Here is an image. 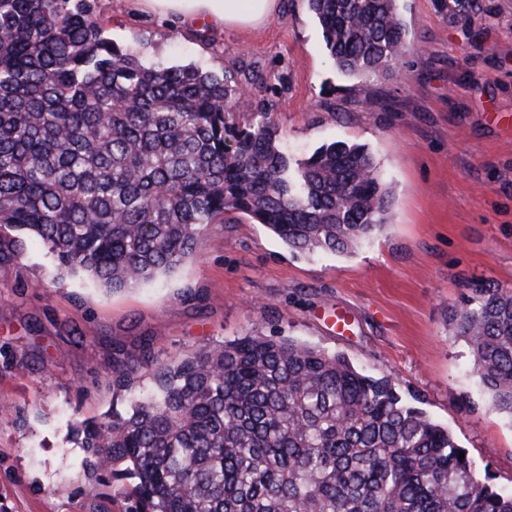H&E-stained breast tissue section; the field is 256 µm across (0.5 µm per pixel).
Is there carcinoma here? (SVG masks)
Instances as JSON below:
<instances>
[{"label":"carcinoma","mask_w":512,"mask_h":512,"mask_svg":"<svg viewBox=\"0 0 512 512\" xmlns=\"http://www.w3.org/2000/svg\"><path fill=\"white\" fill-rule=\"evenodd\" d=\"M308 5L347 76L390 75L408 51L395 0ZM111 24L91 0H0V268L34 237L57 269L121 289L178 267L229 212L296 252L350 253L388 223L362 147L294 164L249 95L259 75L147 64ZM452 324L512 417V289L475 286ZM144 369L157 391H136ZM112 382L129 410L84 424L82 465L135 480L125 512H512L447 428L340 354L247 335L157 365L146 340Z\"/></svg>","instance_id":"carcinoma-1"}]
</instances>
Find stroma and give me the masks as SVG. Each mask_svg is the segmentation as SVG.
Returning <instances> with one entry per match:
<instances>
[{"mask_svg":"<svg viewBox=\"0 0 512 512\" xmlns=\"http://www.w3.org/2000/svg\"><path fill=\"white\" fill-rule=\"evenodd\" d=\"M118 44L148 62L265 79L269 121L295 160L365 146L392 191L388 222L348 254H296L229 212L157 281L108 290L58 276L29 239L0 268V504L8 512H121L88 482L75 429L126 411L114 358L143 340L163 364L200 345L285 336L392 379L446 427L477 480L512 490V418L492 411L452 313L471 284L512 289V0H397L413 45L391 76L336 70L307 0L254 29L170 27L95 0Z\"/></svg>","mask_w":512,"mask_h":512,"instance_id":"stroma-1","label":"stroma"}]
</instances>
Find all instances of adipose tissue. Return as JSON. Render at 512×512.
<instances>
[{"label":"adipose tissue","mask_w":512,"mask_h":512,"mask_svg":"<svg viewBox=\"0 0 512 512\" xmlns=\"http://www.w3.org/2000/svg\"><path fill=\"white\" fill-rule=\"evenodd\" d=\"M132 11L211 26L252 27L272 18L280 0H128Z\"/></svg>","instance_id":"obj_1"}]
</instances>
